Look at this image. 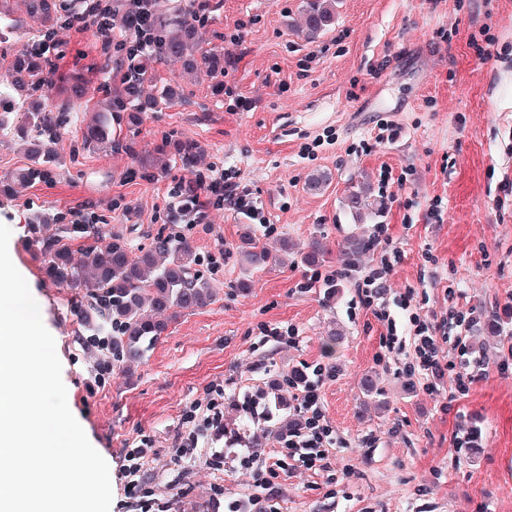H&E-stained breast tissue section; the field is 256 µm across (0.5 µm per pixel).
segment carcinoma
<instances>
[{"instance_id": "carcinoma-1", "label": "carcinoma", "mask_w": 512, "mask_h": 512, "mask_svg": "<svg viewBox=\"0 0 512 512\" xmlns=\"http://www.w3.org/2000/svg\"><path fill=\"white\" fill-rule=\"evenodd\" d=\"M0 0V48L11 36L31 41V50L15 57L0 75V136H18L28 144L29 166L19 174L25 183L45 181L61 162L60 146L69 134L68 112L83 95L82 76L66 80L70 99L57 102L53 90L55 73L41 46L56 43L58 30L77 22L65 0H27L26 15L13 16ZM102 14L95 28L108 51L107 63L116 72L118 90L104 99L103 110L82 132L88 146L112 145V121L125 116L130 130L138 129L145 114L160 101H142L144 84L153 77L156 59L184 61L191 73L224 74V49L203 50L196 36L202 25L193 0H102ZM339 0H304L302 31L317 39L336 18ZM168 141L149 151H139L132 140L124 144L143 172L157 168ZM203 146L186 138L174 146V161L186 169L195 166ZM345 208L356 216L375 210L362 191L350 192ZM81 242L79 257L72 245ZM249 249L241 252V265L260 271L281 258L272 255L254 233L247 237ZM30 245L41 259L42 271L53 284L72 294L71 312L78 335L85 342L97 336L111 337L112 359L136 363L168 330V323L186 312L206 307L213 299L210 283L197 269L200 258L191 242L179 235L158 232L149 242L132 250L114 234L102 238L96 224H61L58 233L45 237L39 225H31ZM339 253L360 261L368 242L350 236L338 244ZM332 251L323 237L314 236L300 263L318 267L329 262Z\"/></svg>"}]
</instances>
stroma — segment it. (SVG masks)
I'll return each mask as SVG.
<instances>
[{
  "label": "stroma",
  "instance_id": "1",
  "mask_svg": "<svg viewBox=\"0 0 512 512\" xmlns=\"http://www.w3.org/2000/svg\"><path fill=\"white\" fill-rule=\"evenodd\" d=\"M203 48L228 46L226 83L245 98L214 96V78L184 75L162 60L143 94L175 95L149 113L135 136L153 147L164 135L199 141L196 169L168 162L148 180L124 150L85 146L82 127L104 99V58L93 29H62L58 75L79 72L85 94L70 114L63 165L48 180L14 183L0 195V223L13 231L14 256L56 340L68 406L89 442L107 461L110 512H262L236 453L273 446L266 422L237 412L232 402L255 397L274 416L296 415L290 389L280 383L295 368L319 364L335 376L321 389L332 429L330 467L298 470L280 479L279 512H512V374L497 363L512 346V0H339L336 20L315 41L296 29L302 0H210ZM394 138L378 140L383 124ZM228 177L236 195L259 215L229 201L211 203L206 217L172 221L170 198L209 165ZM392 172L389 186L379 173ZM328 174L317 192L310 175ZM352 190L383 200L376 214L353 216L343 205ZM66 220L92 214L132 244L165 230L190 239L201 258L213 299L181 315L129 370L96 382L102 351L76 338L69 303L41 271L29 245L37 214ZM289 261L259 272L241 267L242 232ZM384 228L402 258L388 275V309L398 334L410 314L435 322L448 310L496 315L497 332L463 331L483 369L466 393L443 379L429 393L409 375L411 359L387 352L383 322L359 302L355 283L378 265L371 244L359 268L333 254L321 269L300 265L313 236L330 245L350 235L370 240ZM340 274L328 296L317 274ZM250 277L247 293L233 291ZM409 309H402L403 297ZM266 325L294 327L295 340L268 341ZM373 376L376 387L363 381ZM224 387V430L198 444L197 457L178 462L174 445L188 431L186 416ZM482 446L469 455L471 427ZM150 440L139 497H128L122 476L125 449Z\"/></svg>",
  "mask_w": 512,
  "mask_h": 512
}]
</instances>
